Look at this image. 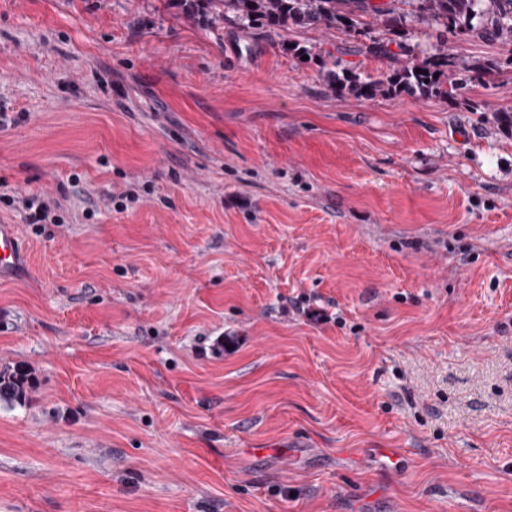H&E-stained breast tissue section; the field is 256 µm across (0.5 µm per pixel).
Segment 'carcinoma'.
Segmentation results:
<instances>
[{"label":"carcinoma","instance_id":"obj_1","mask_svg":"<svg viewBox=\"0 0 512 512\" xmlns=\"http://www.w3.org/2000/svg\"><path fill=\"white\" fill-rule=\"evenodd\" d=\"M190 17L217 20L234 14L242 26L261 25L268 31L288 26L323 25L350 36H362L367 27L396 28L411 20L439 29L436 53L423 60L397 62L391 71L373 78L344 67L324 72L327 88L338 96L365 99L402 93L423 97H454L469 83L480 82L497 69L495 62H472L448 53L446 35L477 36L512 45V0H180ZM409 9H403V6ZM34 381L20 367L0 369V401L25 403Z\"/></svg>","mask_w":512,"mask_h":512}]
</instances>
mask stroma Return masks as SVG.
Segmentation results:
<instances>
[{
    "instance_id": "35a3bbf8",
    "label": "stroma",
    "mask_w": 512,
    "mask_h": 512,
    "mask_svg": "<svg viewBox=\"0 0 512 512\" xmlns=\"http://www.w3.org/2000/svg\"><path fill=\"white\" fill-rule=\"evenodd\" d=\"M374 38L439 32L0 0V367L38 381L0 512H512V48L449 38L502 63L452 99L329 92ZM34 212L29 214L28 224H57L59 219L53 215L55 210L60 209L57 201L41 199L33 196L28 200V209ZM49 221V223H48ZM23 258L19 234L15 225L0 224V280H4L19 265Z\"/></svg>"
}]
</instances>
